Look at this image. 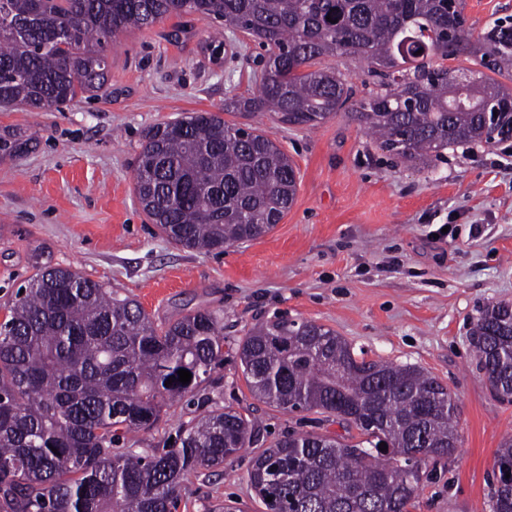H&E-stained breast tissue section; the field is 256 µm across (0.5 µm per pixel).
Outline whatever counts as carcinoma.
Instances as JSON below:
<instances>
[{"label": "carcinoma", "instance_id": "obj_1", "mask_svg": "<svg viewBox=\"0 0 512 512\" xmlns=\"http://www.w3.org/2000/svg\"><path fill=\"white\" fill-rule=\"evenodd\" d=\"M191 13L268 50L257 91L224 102L226 112L317 127L354 92L341 72L312 66L358 56L378 90L348 117L397 158L429 167L450 148L512 138V87L492 78L512 72V23L496 21L474 42L463 3L450 13L448 0H0V109L50 112L105 92L112 36ZM461 55L480 69L433 65ZM25 150L0 135V159ZM297 184L275 140L212 112L152 127L135 166L148 217L196 251L266 233ZM5 308L0 512H172L192 473L259 442L256 423L228 406L182 425L173 448L114 447L119 428L153 427L224 360L217 313L157 323L133 298L70 266L38 267ZM472 335L491 392L512 403V305L484 309ZM237 355L259 400L333 414L365 436L293 432L263 449L248 479L267 512H409L423 467L455 453L453 395L416 365L359 360L334 330L286 317L251 329ZM180 369L190 383L179 381ZM495 467L491 512H512L511 436Z\"/></svg>", "mask_w": 512, "mask_h": 512}]
</instances>
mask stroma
I'll list each match as a JSON object with an SVG mask.
<instances>
[{
    "instance_id": "1",
    "label": "stroma",
    "mask_w": 512,
    "mask_h": 512,
    "mask_svg": "<svg viewBox=\"0 0 512 512\" xmlns=\"http://www.w3.org/2000/svg\"><path fill=\"white\" fill-rule=\"evenodd\" d=\"M180 41L169 34L176 26ZM224 51L212 55L216 33ZM261 48L199 15L118 33L105 94L62 111L0 110V134L31 148L0 160V322L35 263L70 266L137 300L157 321L209 309L224 318V359L203 390L262 425L265 444L288 432L340 437L333 416L257 400L235 351L274 316L311 321L344 337L356 356L419 366L454 396L458 447L422 479L414 512H490L496 451L512 436V404L490 393L471 339L480 312L512 305V139L446 150L435 167L400 162L345 113L321 126H288L268 112H224L256 92ZM343 73L356 98L377 88L368 61L318 60ZM263 130L299 173L295 201L267 234L221 252L169 242L143 211L134 169L146 131L192 112ZM201 413L167 409L121 447L165 448ZM259 447L184 482L177 512H215L226 501L266 512L248 485Z\"/></svg>"
}]
</instances>
